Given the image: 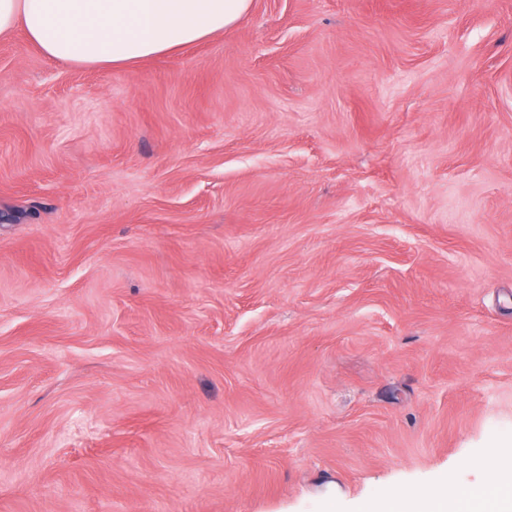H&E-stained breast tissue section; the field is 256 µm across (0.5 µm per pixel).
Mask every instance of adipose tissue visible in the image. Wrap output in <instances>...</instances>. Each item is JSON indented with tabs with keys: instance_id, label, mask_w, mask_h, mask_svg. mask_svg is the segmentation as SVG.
I'll return each mask as SVG.
<instances>
[{
	"instance_id": "obj_1",
	"label": "adipose tissue",
	"mask_w": 512,
	"mask_h": 512,
	"mask_svg": "<svg viewBox=\"0 0 512 512\" xmlns=\"http://www.w3.org/2000/svg\"><path fill=\"white\" fill-rule=\"evenodd\" d=\"M250 0H0V34L23 31L49 58L76 66L126 65L171 53L237 22ZM469 487L443 482L369 512H512V466L495 455Z\"/></svg>"
}]
</instances>
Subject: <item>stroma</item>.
<instances>
[{
	"mask_svg": "<svg viewBox=\"0 0 512 512\" xmlns=\"http://www.w3.org/2000/svg\"><path fill=\"white\" fill-rule=\"evenodd\" d=\"M511 437L512 0L0 36V512H364Z\"/></svg>",
	"mask_w": 512,
	"mask_h": 512,
	"instance_id": "1",
	"label": "stroma"
}]
</instances>
